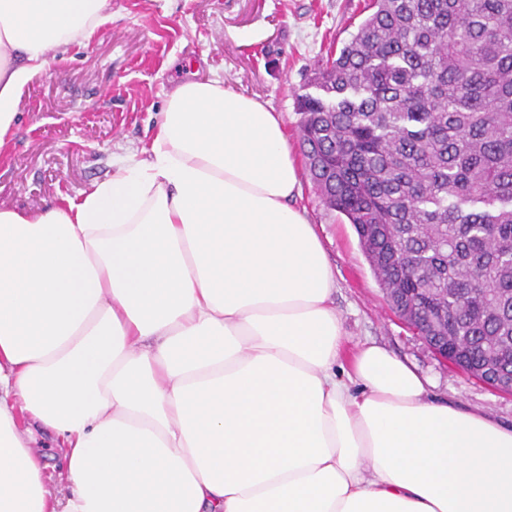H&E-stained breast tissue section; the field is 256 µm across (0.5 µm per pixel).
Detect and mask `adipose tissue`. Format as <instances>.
Masks as SVG:
<instances>
[{
  "mask_svg": "<svg viewBox=\"0 0 512 512\" xmlns=\"http://www.w3.org/2000/svg\"><path fill=\"white\" fill-rule=\"evenodd\" d=\"M110 0H0V145ZM279 113L216 78L144 157L0 207V512H512V426L347 332ZM48 434L71 494L33 445Z\"/></svg>",
  "mask_w": 512,
  "mask_h": 512,
  "instance_id": "ef3b65f1",
  "label": "adipose tissue"
}]
</instances>
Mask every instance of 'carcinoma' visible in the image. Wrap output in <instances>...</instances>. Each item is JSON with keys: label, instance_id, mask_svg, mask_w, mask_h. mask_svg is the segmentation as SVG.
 I'll return each mask as SVG.
<instances>
[{"label": "carcinoma", "instance_id": "cac0c4a2", "mask_svg": "<svg viewBox=\"0 0 512 512\" xmlns=\"http://www.w3.org/2000/svg\"><path fill=\"white\" fill-rule=\"evenodd\" d=\"M299 100L306 168L391 308L512 377V0H371Z\"/></svg>", "mask_w": 512, "mask_h": 512}]
</instances>
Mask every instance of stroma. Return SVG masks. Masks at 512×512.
<instances>
[{"mask_svg": "<svg viewBox=\"0 0 512 512\" xmlns=\"http://www.w3.org/2000/svg\"><path fill=\"white\" fill-rule=\"evenodd\" d=\"M368 0H111L89 45L53 57L23 91L0 146V204L35 210L76 198L154 135L167 91L201 73L280 112L304 164L298 96L367 17ZM295 205L317 224L336 277L334 302L356 343L373 341L428 375L432 395L512 424V396L441 363L390 309L347 219L301 173Z\"/></svg>", "mask_w": 512, "mask_h": 512, "instance_id": "1", "label": "stroma"}]
</instances>
